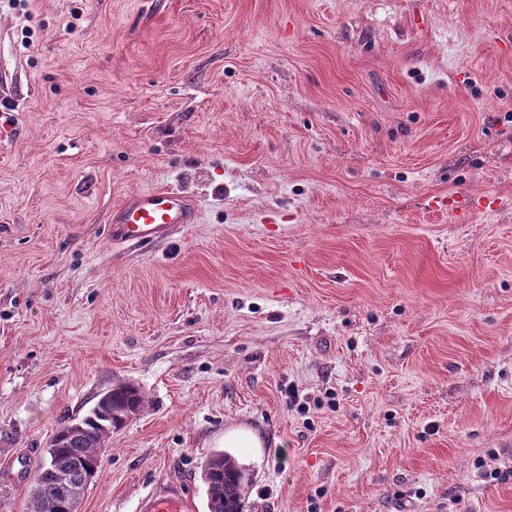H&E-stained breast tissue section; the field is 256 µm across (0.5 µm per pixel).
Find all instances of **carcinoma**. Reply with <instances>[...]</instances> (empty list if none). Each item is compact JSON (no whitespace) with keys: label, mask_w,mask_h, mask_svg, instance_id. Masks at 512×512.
Wrapping results in <instances>:
<instances>
[{"label":"carcinoma","mask_w":512,"mask_h":512,"mask_svg":"<svg viewBox=\"0 0 512 512\" xmlns=\"http://www.w3.org/2000/svg\"><path fill=\"white\" fill-rule=\"evenodd\" d=\"M145 406L144 394L130 383L118 384L109 396L97 400L91 414L81 421L62 427L61 439L48 450L51 464L35 473L28 512H67L72 500L83 494L90 470L100 453L108 448L112 433L122 429L130 415ZM208 486L209 512H242V502L251 478L243 464L231 453L218 451L206 462L203 471ZM67 479L63 487L61 478Z\"/></svg>","instance_id":"1"}]
</instances>
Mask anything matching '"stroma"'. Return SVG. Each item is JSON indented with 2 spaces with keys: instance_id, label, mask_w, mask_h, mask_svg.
<instances>
[{
  "instance_id": "stroma-1",
  "label": "stroma",
  "mask_w": 512,
  "mask_h": 512,
  "mask_svg": "<svg viewBox=\"0 0 512 512\" xmlns=\"http://www.w3.org/2000/svg\"><path fill=\"white\" fill-rule=\"evenodd\" d=\"M1 100L0 512L125 382L80 512L228 443L244 512H512V0H0ZM198 201L190 193L175 187H160L134 192L112 207L107 224L112 238L122 243H160L176 225L195 224Z\"/></svg>"
}]
</instances>
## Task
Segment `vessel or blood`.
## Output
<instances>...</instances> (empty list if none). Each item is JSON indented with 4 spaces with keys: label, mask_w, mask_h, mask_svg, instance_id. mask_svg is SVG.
<instances>
[{
    "label": "vessel or blood",
    "mask_w": 512,
    "mask_h": 512,
    "mask_svg": "<svg viewBox=\"0 0 512 512\" xmlns=\"http://www.w3.org/2000/svg\"><path fill=\"white\" fill-rule=\"evenodd\" d=\"M198 201L175 187H160L128 194L108 213L114 240L122 243H160L175 226L196 223ZM139 512H187V502L178 488L168 486L145 496Z\"/></svg>",
    "instance_id": "vessel-or-blood-1"
}]
</instances>
